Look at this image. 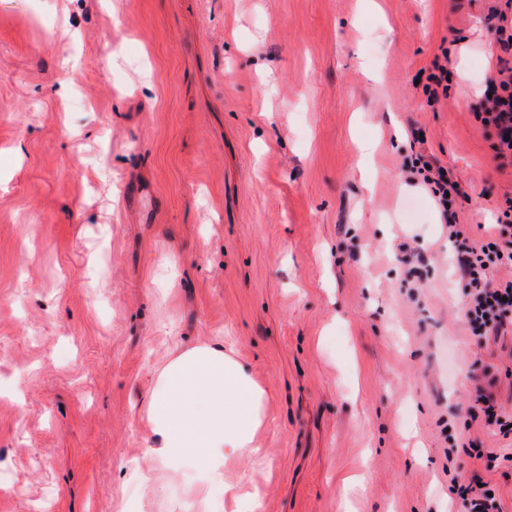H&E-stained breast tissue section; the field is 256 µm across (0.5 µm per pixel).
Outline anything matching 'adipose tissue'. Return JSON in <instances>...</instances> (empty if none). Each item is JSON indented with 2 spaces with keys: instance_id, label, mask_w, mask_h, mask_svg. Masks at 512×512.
Returning <instances> with one entry per match:
<instances>
[{
  "instance_id": "1",
  "label": "adipose tissue",
  "mask_w": 512,
  "mask_h": 512,
  "mask_svg": "<svg viewBox=\"0 0 512 512\" xmlns=\"http://www.w3.org/2000/svg\"><path fill=\"white\" fill-rule=\"evenodd\" d=\"M263 398V389L223 347L181 350L157 369L143 411L151 458L171 477L189 470L233 495L224 465L257 453Z\"/></svg>"
}]
</instances>
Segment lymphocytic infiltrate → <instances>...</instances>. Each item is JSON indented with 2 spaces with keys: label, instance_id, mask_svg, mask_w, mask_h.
<instances>
[{
  "label": "lymphocytic infiltrate",
  "instance_id": "lymphocytic-infiltrate-1",
  "mask_svg": "<svg viewBox=\"0 0 512 512\" xmlns=\"http://www.w3.org/2000/svg\"><path fill=\"white\" fill-rule=\"evenodd\" d=\"M476 114L482 125L497 133L496 156L512 165V68L501 69L488 88ZM448 225V236L457 240L456 265L463 288V314L473 336L483 337L512 326V198L507 199L499 224L483 241L463 239L456 224L460 193L447 170L424 176Z\"/></svg>",
  "mask_w": 512,
  "mask_h": 512
}]
</instances>
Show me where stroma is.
Wrapping results in <instances>:
<instances>
[{
  "mask_svg": "<svg viewBox=\"0 0 512 512\" xmlns=\"http://www.w3.org/2000/svg\"><path fill=\"white\" fill-rule=\"evenodd\" d=\"M503 6L0 0V512H232L140 420L202 343L265 392L259 453L224 467L259 512H466L469 482L512 512V440L472 416L478 389L512 412V328L471 336L412 166L448 169L487 236ZM449 75L448 64H441L437 59L432 63V68L428 69L426 83L424 84V89L431 98L437 100L440 93L445 98L447 97Z\"/></svg>",
  "mask_w": 512,
  "mask_h": 512,
  "instance_id": "obj_1",
  "label": "stroma"
}]
</instances>
